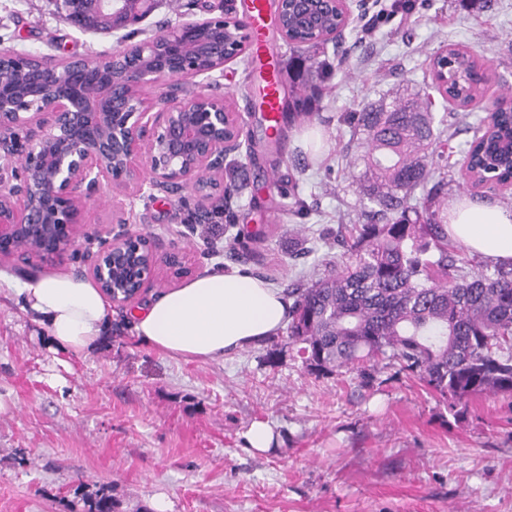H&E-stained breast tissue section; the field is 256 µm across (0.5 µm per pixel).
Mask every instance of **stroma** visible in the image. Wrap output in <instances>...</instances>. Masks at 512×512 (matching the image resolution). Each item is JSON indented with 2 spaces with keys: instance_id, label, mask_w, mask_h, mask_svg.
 I'll return each mask as SVG.
<instances>
[{
  "instance_id": "1",
  "label": "stroma",
  "mask_w": 512,
  "mask_h": 512,
  "mask_svg": "<svg viewBox=\"0 0 512 512\" xmlns=\"http://www.w3.org/2000/svg\"><path fill=\"white\" fill-rule=\"evenodd\" d=\"M326 51L330 75L315 124L324 152L302 140L304 127L280 121L279 147L265 148L257 81L243 58L211 79L188 76L186 90L209 85L245 119L250 146L235 157L250 188L230 203L233 221L195 223L197 200L184 191L140 194L102 182L85 221L92 242L70 248L62 270L88 277L91 255L108 242L112 216L155 237L161 251H184L193 275L238 270L275 287H296L322 262L339 258L336 238L362 202L345 170L337 118L356 104L429 93L434 56L471 48L488 70L483 104L447 112L458 133L448 163V197L465 196L459 145L495 100L512 99V0H411L412 10L365 33L392 0H369ZM224 13L189 0H157L132 28L111 33L74 26L55 0H0V49L63 62L102 58L118 40L140 43L177 25ZM298 183L309 216L297 215L274 177ZM132 307L113 308L112 336L83 355L61 351L16 299L0 293V512H83L82 498L108 487L115 512H512V399L484 395L456 417L413 379L378 368L309 371L287 331L210 362L159 354L135 335ZM276 441L247 449L251 423Z\"/></svg>"
}]
</instances>
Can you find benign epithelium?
I'll use <instances>...</instances> for the list:
<instances>
[{"instance_id":"1","label":"benign epithelium","mask_w":512,"mask_h":512,"mask_svg":"<svg viewBox=\"0 0 512 512\" xmlns=\"http://www.w3.org/2000/svg\"><path fill=\"white\" fill-rule=\"evenodd\" d=\"M83 3L89 16L107 5L118 15L130 11L131 0ZM288 6L321 40L338 31L320 26V17L339 13L349 24L348 0H288ZM233 13L230 7L218 20L174 27L160 50L148 40L102 59L41 60L25 69L19 85L0 82V131L28 130L23 148L0 137V153L21 157L25 172L20 183L0 179L1 258L62 263L80 236H88L80 233L84 211L102 179L138 192L187 190L204 210L224 206V192L206 193L201 185L222 172L225 153L239 149L245 121L220 97L183 93L182 79L209 74L224 66V52L245 48L247 29ZM159 83L166 91L152 112L134 89ZM112 223L120 230L90 267L112 304L139 299L160 262L178 275L191 273L182 252H161L153 237L125 229L120 214Z\"/></svg>"}]
</instances>
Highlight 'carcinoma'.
<instances>
[{
	"mask_svg": "<svg viewBox=\"0 0 512 512\" xmlns=\"http://www.w3.org/2000/svg\"><path fill=\"white\" fill-rule=\"evenodd\" d=\"M294 51L309 62L310 81L290 90L294 109L313 120L323 92L316 82L323 43L293 14L279 18ZM467 49L432 61V88L460 107L483 96ZM420 97L361 104L338 122L349 135V165L362 198L374 205L351 225L344 252L322 276L293 288L288 337L318 374L366 371L387 363L419 381L461 416L472 398H512V267L488 275L448 239V128ZM484 169L512 170V114L496 113L460 149ZM109 490L84 500V512H113Z\"/></svg>",
	"mask_w": 512,
	"mask_h": 512,
	"instance_id": "1",
	"label": "carcinoma"
}]
</instances>
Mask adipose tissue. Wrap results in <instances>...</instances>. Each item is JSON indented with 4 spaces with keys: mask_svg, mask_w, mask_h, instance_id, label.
Instances as JSON below:
<instances>
[{
    "mask_svg": "<svg viewBox=\"0 0 512 512\" xmlns=\"http://www.w3.org/2000/svg\"><path fill=\"white\" fill-rule=\"evenodd\" d=\"M448 236L483 260L512 265V209L458 200L448 210ZM0 288L64 351H91L111 334L110 302L89 279L34 272L22 281L0 278ZM290 305L268 281L236 270L215 271L134 312V328L144 343L168 357L218 361L276 335Z\"/></svg>",
    "mask_w": 512,
    "mask_h": 512,
    "instance_id": "obj_1",
    "label": "adipose tissue"
}]
</instances>
